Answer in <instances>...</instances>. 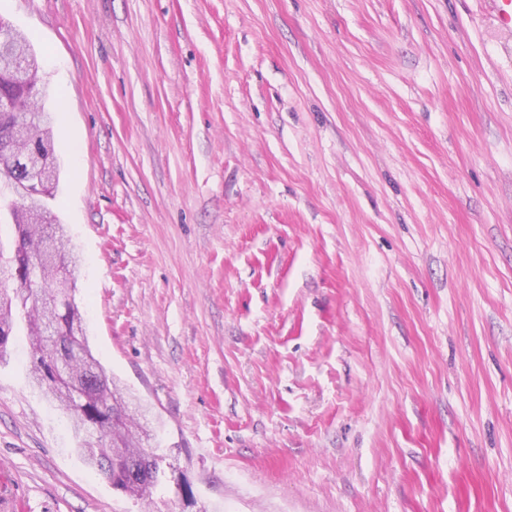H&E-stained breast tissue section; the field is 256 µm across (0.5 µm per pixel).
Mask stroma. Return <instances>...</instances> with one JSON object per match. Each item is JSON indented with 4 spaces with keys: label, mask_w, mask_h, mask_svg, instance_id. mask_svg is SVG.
<instances>
[{
    "label": "stroma",
    "mask_w": 512,
    "mask_h": 512,
    "mask_svg": "<svg viewBox=\"0 0 512 512\" xmlns=\"http://www.w3.org/2000/svg\"><path fill=\"white\" fill-rule=\"evenodd\" d=\"M483 0H0L94 356L195 498L512 512V38ZM0 360L26 512H140ZM18 34L12 28V38L0 45V84H15L25 87L37 85L38 63L34 53H19L14 42ZM1 91L6 92L12 95L13 98L20 100L22 102L23 109L28 111L29 113H36L41 108H43L41 102V95L43 93V90L41 86L36 89L10 88L6 90L5 88H2Z\"/></svg>",
    "instance_id": "stroma-1"
}]
</instances>
